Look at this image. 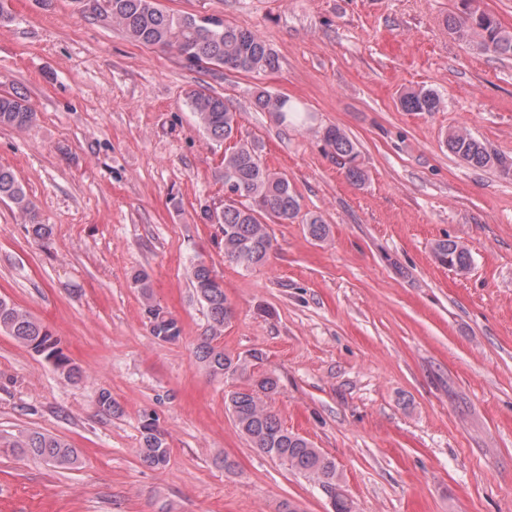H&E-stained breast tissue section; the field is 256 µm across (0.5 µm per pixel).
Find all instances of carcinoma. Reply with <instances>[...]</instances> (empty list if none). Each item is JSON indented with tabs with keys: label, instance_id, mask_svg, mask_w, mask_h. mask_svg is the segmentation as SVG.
I'll return each instance as SVG.
<instances>
[{
	"label": "carcinoma",
	"instance_id": "obj_1",
	"mask_svg": "<svg viewBox=\"0 0 512 512\" xmlns=\"http://www.w3.org/2000/svg\"><path fill=\"white\" fill-rule=\"evenodd\" d=\"M96 2L91 13L115 21L136 42L175 51L191 66L206 64L246 73L279 67L277 56L260 36L227 25L219 18L169 12L158 0ZM462 4L459 13L448 16V31L460 40L478 41L486 51L512 58V30L504 27L495 14L477 5L476 0H462ZM255 102L261 110L276 114L283 122L294 117L304 124L309 119L308 110L284 96H273L260 90ZM190 103L199 127L213 140L226 144L224 206L220 211L207 210L205 215L219 226L226 261L246 268L259 265L273 250L269 224L298 218L301 215L299 199L288 179L265 165L258 144L241 137L237 113L224 103V98L198 90L190 95ZM399 103L406 112H436L439 98L433 90L421 88L402 94ZM35 120L36 113L24 97L16 93H0V127L22 128ZM322 140L346 180L354 186L364 185L367 173L359 161L360 151L356 143L335 126L323 129ZM445 146L469 166L495 168L504 176L512 172L511 159L490 150L464 127L449 131ZM0 200L15 205L24 218L30 237L44 240L51 235V225L40 222L23 185L11 170L4 167H0ZM302 223L314 240L323 241L329 235V226L317 215H304ZM432 253L441 266L458 273L467 272L472 265L469 250L451 239L437 241ZM191 276L195 293L204 303L210 320L209 336L196 347L197 362L214 377L232 375L249 381V387L230 391L225 396L227 409L239 431L252 447L319 485L330 496L334 512H353L352 503L340 484L336 463L308 439L284 427L268 406L266 398L276 392L278 381L271 375L255 372L262 356L256 352L247 358H234L213 345L233 316L224 288L213 270L199 261L193 264ZM132 284L145 301L151 334L162 341L177 340L180 335L177 321L154 303L149 274L145 271L135 273ZM0 331L43 357L66 380L80 378L79 368L63 353L50 330L28 311L3 297H0ZM96 404L105 415L121 413L120 404L109 390L99 391ZM140 434L138 452L142 463L153 469L165 467L169 445L156 419L143 417ZM2 448L60 470L75 469L80 463L78 450L66 440L37 430H21L16 435L1 436Z\"/></svg>",
	"mask_w": 512,
	"mask_h": 512
}]
</instances>
